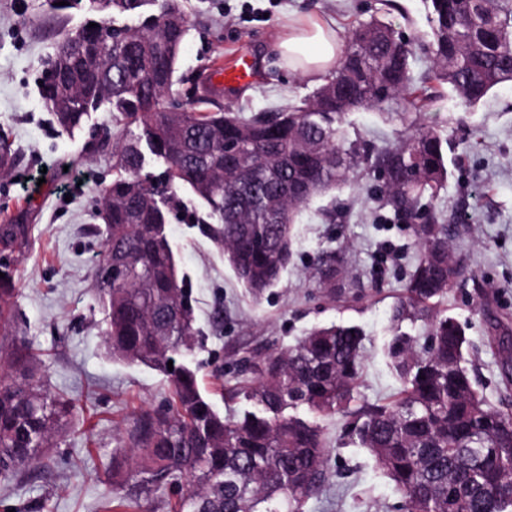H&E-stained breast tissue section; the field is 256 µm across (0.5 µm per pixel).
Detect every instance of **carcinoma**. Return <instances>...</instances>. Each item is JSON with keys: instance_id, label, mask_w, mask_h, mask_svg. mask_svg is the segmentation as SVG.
<instances>
[{"instance_id": "cac0c4a2", "label": "carcinoma", "mask_w": 512, "mask_h": 512, "mask_svg": "<svg viewBox=\"0 0 512 512\" xmlns=\"http://www.w3.org/2000/svg\"><path fill=\"white\" fill-rule=\"evenodd\" d=\"M433 78L466 106L512 82V0H426ZM97 26L65 33L46 63L58 86L41 87L45 108L66 131L109 107L139 135L112 143V182L102 190L104 251L95 267L108 353L162 371L170 408L141 415L129 446L112 465L127 480L158 488L188 473L190 486L172 512H302L326 479L320 427L288 410L355 415L353 432L393 482L405 512H512V414L492 406L468 368V340L457 320L430 318V348L393 337L388 354L403 382L388 404L351 409L362 364L354 325L311 330L294 347L252 365L255 380L230 396L247 404L223 416L204 396L187 362L198 342L193 306L179 277L166 224L185 210L189 190L217 225L207 227L224 259L255 298L276 287L292 255L293 227L314 197L343 185L360 164L381 185L376 199L413 225L419 254L405 284L398 322L423 318L461 276L449 225L435 201L448 182V139L418 128L400 143L349 142L343 120L384 110L408 94L411 51L391 25L355 26L335 67L312 95L279 112L174 110L165 101L191 24L180 0H90ZM115 15L139 18L119 25ZM166 169L144 172L145 153ZM29 226L0 224V329L15 304L14 253ZM319 277L336 287V257ZM35 356L16 336L0 337V477L42 461L74 404L34 372ZM173 369H168V362Z\"/></svg>"}]
</instances>
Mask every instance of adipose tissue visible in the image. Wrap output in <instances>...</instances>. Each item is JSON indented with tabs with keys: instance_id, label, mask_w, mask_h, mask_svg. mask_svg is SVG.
Segmentation results:
<instances>
[{
	"instance_id": "adipose-tissue-1",
	"label": "adipose tissue",
	"mask_w": 512,
	"mask_h": 512,
	"mask_svg": "<svg viewBox=\"0 0 512 512\" xmlns=\"http://www.w3.org/2000/svg\"><path fill=\"white\" fill-rule=\"evenodd\" d=\"M276 48L289 69L308 77L327 73L341 52V39L324 21L292 18Z\"/></svg>"
}]
</instances>
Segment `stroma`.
<instances>
[{
    "label": "stroma",
    "instance_id": "obj_1",
    "mask_svg": "<svg viewBox=\"0 0 512 512\" xmlns=\"http://www.w3.org/2000/svg\"><path fill=\"white\" fill-rule=\"evenodd\" d=\"M53 0H0V133L15 151L0 176V224H27L32 242L17 257L19 297L11 331L39 354L37 372L49 389L76 406L59 431L46 469L0 480V512H113L114 494L130 512H170L188 488L179 478L150 496L137 495L124 470H109L115 448L128 444L136 419L168 407L160 372L109 357L94 289L102 239L97 200L112 180V153L103 133L124 136L106 109L91 113L81 130H61L42 103L38 81L58 28ZM192 25L170 101L189 107L200 96L213 110L251 114L285 109L320 81L289 70L276 41L291 17L335 22L339 36L379 19L411 41L417 87L428 98L413 117L448 138V183L437 209L452 228L465 276L438 303L455 317L471 343L469 365L487 401L512 411V385L502 378V353L491 338L512 340V83L474 107L459 104L448 86L431 87V28L423 0H182ZM249 50L255 82L225 91L212 85L217 64ZM350 140L382 147L397 143L407 123L379 111L348 116ZM376 180L360 171L338 190L313 198L294 226L293 257L280 284L260 300L238 282L203 225L178 219L166 231L194 307L198 347L192 357L202 392L225 415L240 405L228 392L252 380L248 361H260L309 330L354 325L364 335L357 386L361 405L385 404L401 382L387 348L395 331L428 344V320L396 324L393 312L417 249L409 225L375 199ZM340 258L345 288L317 284L315 267L326 252ZM352 417L320 418L330 439L327 479L303 512H401L394 484L351 432Z\"/></svg>",
    "mask_w": 512,
    "mask_h": 512
}]
</instances>
